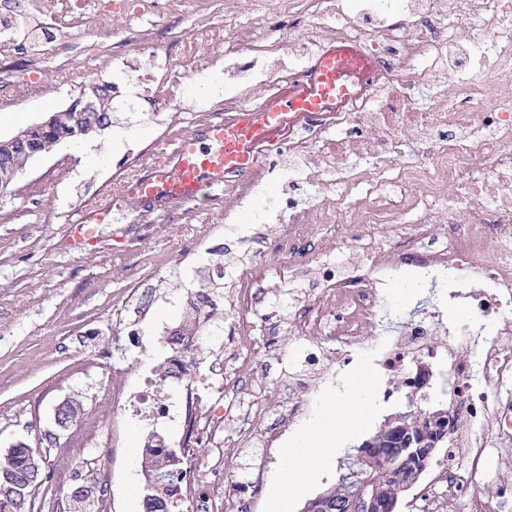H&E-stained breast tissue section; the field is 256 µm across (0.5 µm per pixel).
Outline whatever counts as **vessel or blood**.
<instances>
[{
  "label": "vessel or blood",
  "mask_w": 512,
  "mask_h": 512,
  "mask_svg": "<svg viewBox=\"0 0 512 512\" xmlns=\"http://www.w3.org/2000/svg\"><path fill=\"white\" fill-rule=\"evenodd\" d=\"M372 61L352 41H341L319 51L305 78L274 88L256 109L214 112L202 130L185 135L171 148L156 176L139 179L127 197H147L169 205L194 201L206 187L223 186L227 177H248L258 167L266 147L277 144L310 112L335 109L350 86L367 87ZM109 205H84L72 224L77 242L92 241L90 224L104 220Z\"/></svg>",
  "instance_id": "b4317fda"
}]
</instances>
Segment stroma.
<instances>
[{
    "label": "stroma",
    "instance_id": "obj_1",
    "mask_svg": "<svg viewBox=\"0 0 512 512\" xmlns=\"http://www.w3.org/2000/svg\"><path fill=\"white\" fill-rule=\"evenodd\" d=\"M132 3L123 0L122 8L101 11L85 29L62 30L37 70L0 73L1 139L67 108L84 85L111 81L112 58L100 51L95 31L121 32ZM199 102L185 94L178 111L156 114L143 98H135L132 108L119 114L117 128L127 134L122 152L197 132ZM145 127L150 137L141 136ZM114 169L110 158L103 167L78 173L76 159L58 150L35 157L0 193V451L39 449L53 465L51 491L60 496L76 488L64 482V475L84 479L101 473L113 484L110 512H142L139 465L146 437L153 430L166 444L176 445L182 423L165 420L151 430L130 417L120 436H113L107 393L113 370L127 369L132 387L155 372L169 351L163 331L180 323L187 299L197 291L200 267L221 262L241 269L257 255L264 227L246 218L225 223L224 193L218 190L173 212L132 214L113 202L111 218L100 225L97 239L71 247L70 222L81 206L111 190ZM280 272L282 288L261 294L259 310L307 298L311 273L306 267L285 264ZM135 279L140 287L132 301L128 295ZM267 335L270 351L253 382L284 383L299 375L301 365L293 354L301 342L288 323L270 328ZM358 384L373 409L363 429L348 440L345 454L354 453L390 414L408 406L403 398L385 400L386 381L365 355L345 382L349 389ZM74 398L83 404L79 419L59 427L58 408ZM311 398L308 415L290 429H283L279 410L269 412L266 427L281 438L266 485L279 479L301 433L332 407L336 392L323 387ZM88 433L94 442L80 454H69L70 445ZM343 456L324 455L316 478L289 500L288 512H301L335 483Z\"/></svg>",
    "mask_w": 512,
    "mask_h": 512
}]
</instances>
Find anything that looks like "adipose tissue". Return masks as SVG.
<instances>
[{"label":"adipose tissue","instance_id":"ef3b65f1","mask_svg":"<svg viewBox=\"0 0 512 512\" xmlns=\"http://www.w3.org/2000/svg\"><path fill=\"white\" fill-rule=\"evenodd\" d=\"M371 408V403L354 391L337 398L333 412L319 420L306 433L301 448L291 453L282 480L270 490L272 501L287 505L303 479L315 472L325 450L356 428Z\"/></svg>","mask_w":512,"mask_h":512}]
</instances>
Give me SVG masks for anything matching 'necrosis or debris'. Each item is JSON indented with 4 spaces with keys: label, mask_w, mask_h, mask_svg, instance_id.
<instances>
[{
    "label": "necrosis or debris",
    "mask_w": 512,
    "mask_h": 512,
    "mask_svg": "<svg viewBox=\"0 0 512 512\" xmlns=\"http://www.w3.org/2000/svg\"><path fill=\"white\" fill-rule=\"evenodd\" d=\"M51 31L89 26L98 0H31ZM181 0H137L133 21L112 44L116 86L134 84L132 58L149 55L154 111L172 112L184 72L209 68L195 57L158 53L159 40L177 45L187 33L175 23ZM224 43V109L260 104V92L305 74L328 43L347 38L375 62L369 89L343 106L316 113L272 147L265 161L282 164L289 190L254 213L274 225L269 246L233 275L235 295L228 333L236 340L224 361L244 371L262 369L259 326L279 323L258 313V292L272 288L281 262L314 273L311 300L289 304L293 335L306 340L302 365L319 382L340 378L365 348V333L381 323L383 287L402 268L420 277L449 279L447 304L429 303L385 337L371 353L373 366L397 386L385 397H410L428 410L427 390L441 379L453 421L439 461L426 465L415 512H512V91L501 84L512 71V0H253L241 18L224 0L223 23L212 24ZM263 169L224 187V221L232 224L265 187ZM444 224L445 238L431 227ZM456 304L462 315L448 314ZM493 318L492 330L483 321ZM208 337L192 334L170 345L168 367L182 387L181 445L224 443V458L254 445L265 451L271 401L283 404L282 423L304 417L310 401L285 397L282 385L262 386L231 411L205 407L191 383ZM159 382L142 378L136 392L113 385V406L156 422L170 404ZM266 459L225 491L209 492L208 472L187 466L184 491L195 512H242L243 494H260Z\"/></svg>",
    "instance_id": "4bbe7bcc"
}]
</instances>
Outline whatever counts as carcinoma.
<instances>
[{"mask_svg": "<svg viewBox=\"0 0 512 512\" xmlns=\"http://www.w3.org/2000/svg\"><path fill=\"white\" fill-rule=\"evenodd\" d=\"M112 84L90 83L82 95L91 97L92 105L82 112H52L48 118L15 136L0 139V189H6L23 172L28 162L40 153H49L59 144L101 132L112 126ZM82 405L69 401L58 413L62 427L73 422ZM448 410L421 415L409 409L389 419L357 452L372 446L390 453L388 462L369 470L378 502H398L403 489L416 483L429 450L448 439L444 421ZM156 435L147 436L140 467L143 478V512H173L183 500L182 471L188 449L172 450L155 442ZM50 480L45 459L26 457L23 448L0 452V512H37L36 492ZM96 477L85 481L67 496L66 512H91L100 498Z\"/></svg>", "mask_w": 512, "mask_h": 512, "instance_id": "obj_1", "label": "carcinoma"}]
</instances>
